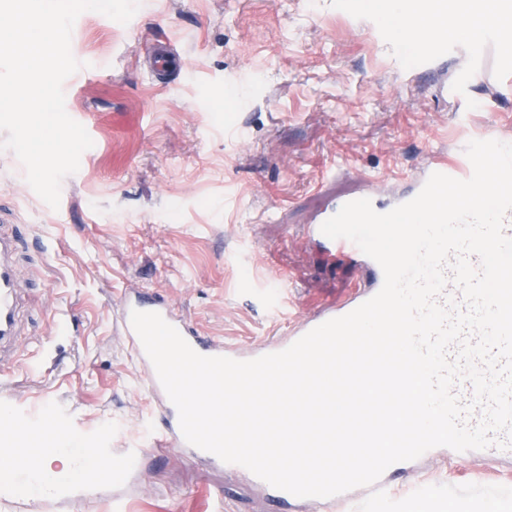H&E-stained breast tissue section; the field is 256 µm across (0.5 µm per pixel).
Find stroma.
Returning a JSON list of instances; mask_svg holds the SVG:
<instances>
[{
  "label": "stroma",
  "mask_w": 512,
  "mask_h": 512,
  "mask_svg": "<svg viewBox=\"0 0 512 512\" xmlns=\"http://www.w3.org/2000/svg\"><path fill=\"white\" fill-rule=\"evenodd\" d=\"M369 0H140L128 24L87 11L63 89L93 140L51 209L11 151H0V217L25 238L15 256L18 334L0 355L13 386L0 406L31 423L144 447L122 479L70 497L0 496V512H272L244 476L154 448L160 420L145 377L116 329L127 288L166 296L206 336L249 348L287 319L341 302L356 274L304 237L326 197L378 179L406 193L426 154L476 125L512 117V82L483 69L467 100L443 84L472 69V44L412 64ZM168 39L182 64L150 65ZM399 181H390L393 172ZM276 253V268L265 262ZM65 329H56V322ZM393 512H512V458L428 459L391 476Z\"/></svg>",
  "instance_id": "1"
}]
</instances>
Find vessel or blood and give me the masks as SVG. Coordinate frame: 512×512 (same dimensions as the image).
Here are the masks:
<instances>
[{"label":"vessel or blood","mask_w":512,"mask_h":512,"mask_svg":"<svg viewBox=\"0 0 512 512\" xmlns=\"http://www.w3.org/2000/svg\"><path fill=\"white\" fill-rule=\"evenodd\" d=\"M423 58L446 54L452 42L448 38L447 28L434 30L421 40ZM496 47L497 53L493 59L496 70L512 71V44L505 42L497 25H487L482 37L473 44L478 57H485L489 47ZM439 172L457 179H467L472 174V166L466 154L449 158L443 155L427 157L418 176L414 180V190H421L427 178ZM343 199L327 201L316 215L312 224L306 225V236L331 254L342 257L353 263L360 274V281L352 289L350 295L340 304L321 309L311 315L291 323L285 335L271 338L261 347L240 352L224 346L223 342L209 336L200 335L197 328L183 315L175 304L160 296H150L138 289L125 291L118 301V327L127 337L135 353L137 362L143 370L148 383L150 396L160 411L162 429L155 442L156 447L165 448L176 446L187 448L179 425V415L176 407L166 395L153 364L147 357L142 343L131 324L132 311L159 313L169 324L174 326L190 346L204 356H227L233 359H254L265 354L281 351L313 328L327 320L344 316L359 305L376 295L383 286L384 273L381 266L372 258L363 254L351 241L340 238L332 240L321 232L324 221L335 215L343 206ZM17 250L15 233L0 228V347L10 342L17 333V293L14 278V254ZM40 455L25 448L19 454L13 455V475L16 480L32 476L39 468Z\"/></svg>","instance_id":"1"}]
</instances>
